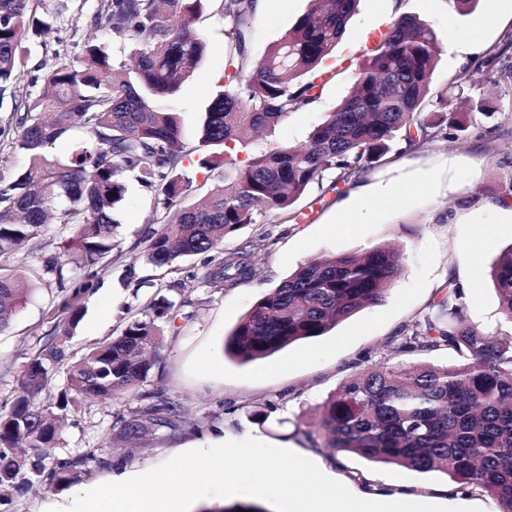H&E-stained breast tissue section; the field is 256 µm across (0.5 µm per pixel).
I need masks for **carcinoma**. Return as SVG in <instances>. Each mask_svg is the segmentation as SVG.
<instances>
[{
  "mask_svg": "<svg viewBox=\"0 0 512 512\" xmlns=\"http://www.w3.org/2000/svg\"><path fill=\"white\" fill-rule=\"evenodd\" d=\"M209 0H97L94 25H112L129 41L131 64L115 63L105 46L89 42L83 55L59 53L44 75L46 89L24 65L28 33H48L59 11L46 0H0V103L13 112L0 137L26 156L20 172L5 176L0 155V257L42 236L48 219L71 226V252L44 261L42 278L64 284L74 264L89 268L112 252L117 212L128 191L126 175L153 186L165 217L150 232L143 258L168 270L189 257L212 254L206 278L213 288H232L261 278L259 247L251 240L219 253L224 240L269 211H290L311 188L336 190L381 161L395 139L407 147L454 140L480 108L466 88L497 82L512 58V33L490 50L480 73L452 79L457 93L426 98L437 63V36L418 16L403 13L382 40L355 63L349 94L304 144L278 143L242 161L252 136L274 127L316 101L330 80L323 61L336 48L359 0H311L313 7L259 60L250 54L248 19L255 0H220L229 51L224 84L209 103L198 135L199 164L224 168L202 200L186 205L190 184L183 162L181 119L172 107L207 51L194 21ZM91 144L66 160L51 155L73 128ZM224 153V161L218 160ZM403 253L376 245L352 254L308 261L262 295L230 334L225 352L243 363L266 358L304 339L326 334L360 309L385 300L402 270ZM501 306L512 322V247L492 272ZM33 285L0 271V330L27 300ZM441 297L397 334L395 353L446 348L461 363L450 367L398 364L370 367L350 376L320 405L326 447L417 472L439 471L469 492L493 496L500 512H512V331L493 336L465 322V292L448 278ZM171 305L129 322L108 342L89 349L70 369V390L125 400L159 360L161 329ZM60 355L51 344L27 365L11 405L0 409V486L14 484L26 465L16 455L26 442L37 449L33 472L49 486L70 485L79 459H59L58 423L72 398L60 394L47 406L34 402L49 367ZM179 409L167 402L121 417L129 437L167 424Z\"/></svg>",
  "mask_w": 512,
  "mask_h": 512,
  "instance_id": "carcinoma-1",
  "label": "carcinoma"
}]
</instances>
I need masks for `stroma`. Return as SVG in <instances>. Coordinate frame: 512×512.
Here are the masks:
<instances>
[{
    "label": "stroma",
    "instance_id": "35a3bbf8",
    "mask_svg": "<svg viewBox=\"0 0 512 512\" xmlns=\"http://www.w3.org/2000/svg\"><path fill=\"white\" fill-rule=\"evenodd\" d=\"M309 7L310 0H275L266 15L253 16V57H263ZM93 9L92 0H86L83 9L64 14L44 43L30 44L28 69L36 70L56 52L78 55L85 42L96 37L108 41L117 60L126 59L127 50L113 41L111 31H97L92 24ZM492 11L498 14L496 23L484 25ZM404 12L419 16L437 35L441 55L430 83L434 95L447 89L452 76L485 60L487 51L512 32V11H496L495 0H479L463 14L452 11L448 0H361L326 62L333 77L318 99L256 138L252 153L274 142L307 141L347 95L352 76L347 65L367 48L369 23L379 17L388 26ZM195 27L206 37L209 51L175 101L189 148L197 143V129L224 73L227 52L218 6L204 12ZM475 30L482 40L480 50H450V41ZM470 95L485 101L487 111L475 113L459 139H441L416 149L395 141L378 164L338 191L311 189L295 203L293 213L269 212L263 223L248 225L226 239L228 250L246 240L260 246L261 279L234 288L208 287L203 255L185 260L172 272L143 261L145 238L156 230L163 209L154 189L131 183L111 253L93 273L75 271L65 287L38 286L10 325L0 330V407L14 400L26 364L46 344L55 343L62 351L46 389L55 396L69 388L71 362L97 343L111 340L164 297L174 309L161 324L160 362L139 386L138 397L126 403L77 396L55 450L58 458L80 461L71 485L54 490L42 483L16 484L0 501V512H47L113 477L142 474L178 454L254 436L278 447L292 445L356 495L382 498L403 493L437 505L462 498L480 512H499L492 496L465 494L444 473H419L334 453L325 447L318 425L319 404L347 378L368 367L397 363L395 336L405 323L427 311L448 278L468 291L467 324L503 333L512 330L492 280L497 258L512 247V198L504 194L512 180V81L504 78L494 86H478ZM352 200L373 201L376 213L355 225L352 233L335 235L338 213ZM71 236L68 226L48 225L38 241L12 255L9 263L26 278H34L44 258L61 252ZM384 243L396 244L404 260L382 303L364 308L323 336L294 343L262 360L242 363L225 354L224 342L240 319L300 264ZM76 309L81 319L72 334L59 335V324ZM147 393L154 403L178 405L181 416L175 425L152 428L137 440L124 441L119 417L139 407L141 395ZM103 447L110 459L106 466L96 460Z\"/></svg>",
    "mask_w": 512,
    "mask_h": 512
}]
</instances>
